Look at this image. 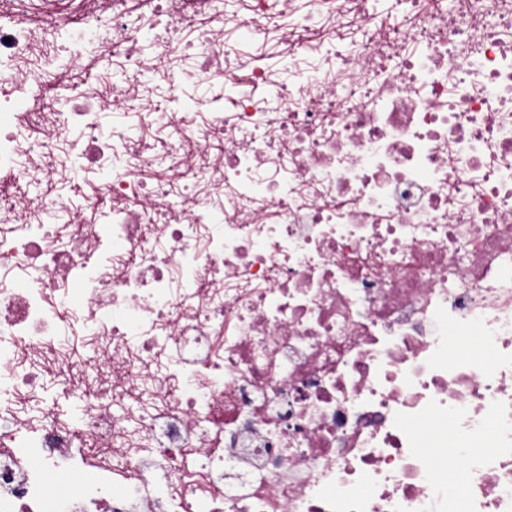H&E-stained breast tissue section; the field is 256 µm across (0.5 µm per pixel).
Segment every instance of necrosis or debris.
<instances>
[{
  "label": "necrosis or debris",
  "instance_id": "obj_1",
  "mask_svg": "<svg viewBox=\"0 0 512 512\" xmlns=\"http://www.w3.org/2000/svg\"><path fill=\"white\" fill-rule=\"evenodd\" d=\"M44 2L0 0V272L46 278L0 289V512H512V0ZM48 369L84 405L34 423Z\"/></svg>",
  "mask_w": 512,
  "mask_h": 512
}]
</instances>
